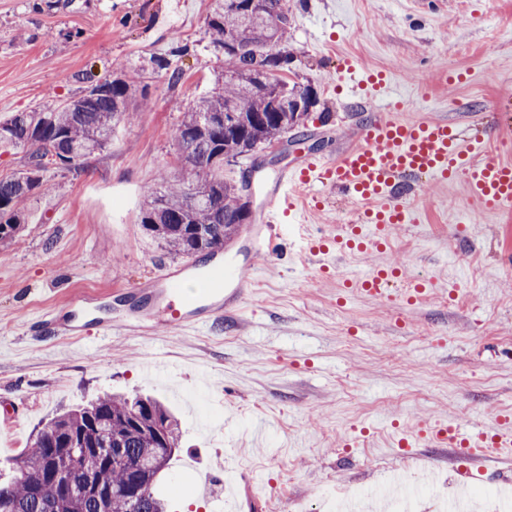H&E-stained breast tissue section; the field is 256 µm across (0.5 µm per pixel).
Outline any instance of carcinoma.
<instances>
[{
	"label": "carcinoma",
	"mask_w": 512,
	"mask_h": 512,
	"mask_svg": "<svg viewBox=\"0 0 512 512\" xmlns=\"http://www.w3.org/2000/svg\"><path fill=\"white\" fill-rule=\"evenodd\" d=\"M289 0H211L206 26L210 50L222 61L211 92L183 113L173 132L180 167L162 170L145 197L140 224L171 254L212 253L234 239L246 217L237 204L246 184L224 178V159L268 146L301 126L305 117L273 112L266 94L254 89L264 66L281 75L276 89L289 102L303 89L282 72L291 59L268 61L260 22L282 21L288 39ZM142 76L123 72L98 81L47 109L16 112L0 120V147L28 150L24 172L0 179V241L17 238L23 209L57 165L78 174L112 144L117 127L147 106ZM235 123L224 127V111ZM181 442L178 418L149 395L106 394L50 419L0 481V512H166L155 491L161 471L151 467ZM68 461V482L46 477L50 459Z\"/></svg>",
	"instance_id": "obj_1"
}]
</instances>
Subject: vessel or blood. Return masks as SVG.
<instances>
[{"mask_svg":"<svg viewBox=\"0 0 512 512\" xmlns=\"http://www.w3.org/2000/svg\"><path fill=\"white\" fill-rule=\"evenodd\" d=\"M459 176L481 208L512 207V164L492 156L482 134L461 132L442 119L410 123L391 113L382 114L364 126L358 143L335 155L308 157L275 174L263 189L259 230L248 258L230 268L219 250L204 268L192 259L163 268L151 289L130 300L120 320L140 330L164 325L186 333L222 317L258 277L261 259L279 250L293 252L286 228L300 212L302 189H326L364 210L366 223L344 225L336 235V253L341 256L352 249L366 253L382 247L396 227L407 223L409 199L417 185ZM392 275L388 268L369 269L359 288L375 299L391 300ZM87 304L86 297H72L64 317L46 321L49 334H86ZM412 436L429 447L450 449L463 474L469 463L488 454L512 453V425L508 423L494 431L469 430L455 421L421 418Z\"/></svg>","mask_w":512,"mask_h":512,"instance_id":"vessel-or-blood-1","label":"vessel or blood"}]
</instances>
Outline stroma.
<instances>
[{"label": "stroma", "instance_id": "stroma-1", "mask_svg": "<svg viewBox=\"0 0 512 512\" xmlns=\"http://www.w3.org/2000/svg\"><path fill=\"white\" fill-rule=\"evenodd\" d=\"M290 3L281 50L290 80L318 102L283 138L284 155L257 149L226 177L267 181L303 155L356 143L363 115L347 111L355 95L334 78L348 60L391 84L381 110L478 127L492 150L512 139V0ZM209 4L186 0L173 13L169 0H0V119L56 106L121 66L144 74L150 100L80 174L48 171L18 238L0 242V428L29 439L97 394H152L183 431L159 481L169 512H223L221 458L252 477L238 486L239 512L317 510L324 490L370 486L410 464L430 481L467 483L477 500L512 484V462L486 459L466 479L447 449L397 445L422 417L491 430L512 413V209L480 211L463 180L421 184L418 224L336 263L305 253L304 240L335 236L357 210L306 195L305 221L290 227L293 260L266 259L238 311L190 334L117 322L118 290L150 287L178 262L139 212L159 171L177 163L183 107L213 87ZM157 57L181 69L178 83ZM373 266L404 270L391 302L352 288ZM416 275L429 298L409 305L400 292ZM73 293L108 328L68 338L36 329Z\"/></svg>", "mask_w": 512, "mask_h": 512}]
</instances>
